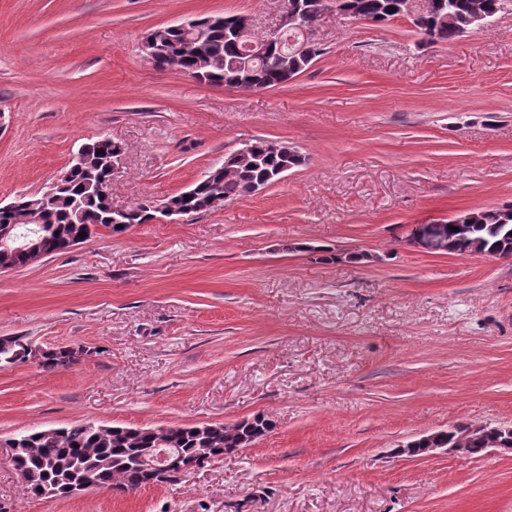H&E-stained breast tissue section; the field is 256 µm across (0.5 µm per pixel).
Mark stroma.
<instances>
[{"mask_svg": "<svg viewBox=\"0 0 512 512\" xmlns=\"http://www.w3.org/2000/svg\"><path fill=\"white\" fill-rule=\"evenodd\" d=\"M281 0H0V202L86 143L122 145L114 204L166 202L262 137L305 159L184 220L99 231L0 274V336L83 349L0 370V437L76 423H232L263 440L173 484L32 496L0 448V512H512V456L416 459L417 436L512 426V257L425 253L413 225L512 204V11L427 45L333 16L263 92L156 70L153 30L277 24ZM75 351L69 347H61L40 353L39 366L45 371H53L66 367L73 362Z\"/></svg>", "mask_w": 512, "mask_h": 512, "instance_id": "35a3bbf8", "label": "stroma"}]
</instances>
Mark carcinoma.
Listing matches in <instances>:
<instances>
[{
    "label": "carcinoma",
    "mask_w": 512,
    "mask_h": 512,
    "mask_svg": "<svg viewBox=\"0 0 512 512\" xmlns=\"http://www.w3.org/2000/svg\"><path fill=\"white\" fill-rule=\"evenodd\" d=\"M343 9H353L361 15L372 16L379 24H388L399 18L406 7L404 0H337ZM452 3V10L439 8L425 13V27L431 44L450 42L469 27L477 14L495 16L501 12L505 0H442ZM233 15L207 16L201 23L209 35L203 41L189 46L182 32L164 28L159 64L192 70L214 84L247 85L256 80L267 86L281 85L288 80V72L305 65L302 60H287V47L267 51L253 66L257 75L240 65L235 47L224 37V22ZM89 155L84 168L73 171L68 178L53 188L50 195L21 196L18 207L11 214L0 213V224H8L34 208L41 212L43 235L50 239L56 253L69 249L71 240L81 233L91 238L89 225L100 224L121 232L113 224V214L105 193L106 166L112 156V143L101 138L88 144ZM304 161L298 152H276L270 141L256 138L243 149L226 154L224 163L210 169L206 178L196 184L195 195L185 200L175 195L171 201L186 210L202 213L207 208L222 204L230 197H244L252 183L272 184L277 171L284 166L297 167ZM155 211L150 203L141 202L137 210L126 218L130 224H143L153 219ZM464 224L468 231L461 235L448 231L454 253L480 252L486 256L512 257V205L454 215L449 225ZM30 351L24 341L15 340L5 347L0 343V369L28 361ZM75 351L61 347L40 353L39 366L46 371L66 367L73 362ZM468 423H459L451 435H442L443 441L463 448H482L485 440L467 431ZM272 431V423L261 415L244 420L226 429L222 423L206 427L199 425H171L162 435L152 427H132L79 423L59 428L49 434L45 430L20 432L1 440L5 448L17 449L14 465L28 481L35 495L43 492L53 497H65L73 485L86 489H133L145 480L141 459L153 448L164 446L176 451L177 463L186 465L195 460L200 449L207 448L215 455L224 448L253 445Z\"/></svg>",
    "instance_id": "1"
}]
</instances>
